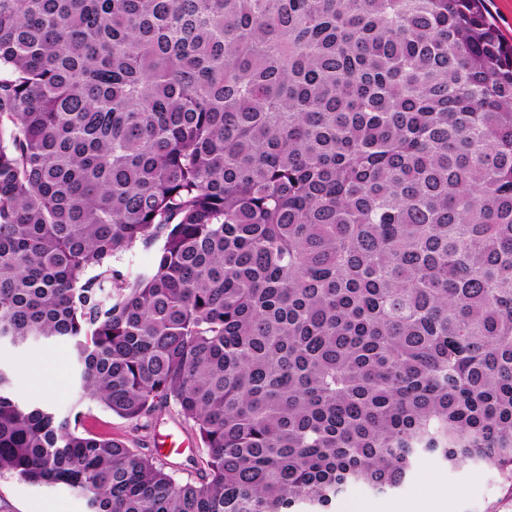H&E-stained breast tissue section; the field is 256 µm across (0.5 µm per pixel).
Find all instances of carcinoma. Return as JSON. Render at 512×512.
Returning a JSON list of instances; mask_svg holds the SVG:
<instances>
[{
  "mask_svg": "<svg viewBox=\"0 0 512 512\" xmlns=\"http://www.w3.org/2000/svg\"><path fill=\"white\" fill-rule=\"evenodd\" d=\"M34 341L76 403L199 440L178 480L0 368V472L87 512H333L422 454L512 489L487 0H0V342Z\"/></svg>",
  "mask_w": 512,
  "mask_h": 512,
  "instance_id": "cac0c4a2",
  "label": "carcinoma"
}]
</instances>
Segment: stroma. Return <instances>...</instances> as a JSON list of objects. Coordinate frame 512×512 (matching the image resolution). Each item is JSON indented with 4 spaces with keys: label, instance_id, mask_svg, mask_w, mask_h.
I'll list each match as a JSON object with an SVG mask.
<instances>
[{
    "label": "stroma",
    "instance_id": "35a3bbf8",
    "mask_svg": "<svg viewBox=\"0 0 512 512\" xmlns=\"http://www.w3.org/2000/svg\"><path fill=\"white\" fill-rule=\"evenodd\" d=\"M0 367L16 376L14 394L23 402L52 405L59 416L70 415L75 394V371L70 350L63 344L36 342L21 348L0 346ZM38 373L40 389L29 388L24 378ZM86 428L127 441L143 453L155 451V441L173 433L186 440L182 453L168 462L177 479L195 477L199 455L191 426L175 407L159 409L133 427L102 406L85 402L81 406ZM441 498L443 512H512V490L503 486L496 474L478 464L444 467L435 458L423 456L409 482L387 494L375 495L357 487L337 501L336 512H413L418 498ZM0 512H86L82 500L67 493L29 484L9 473H0Z\"/></svg>",
    "mask_w": 512,
    "mask_h": 512
}]
</instances>
